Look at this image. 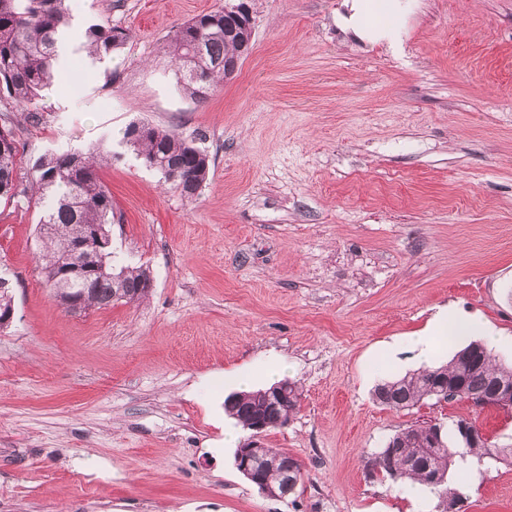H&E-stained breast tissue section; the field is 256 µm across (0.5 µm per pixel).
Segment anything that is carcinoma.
<instances>
[{"mask_svg": "<svg viewBox=\"0 0 512 512\" xmlns=\"http://www.w3.org/2000/svg\"><path fill=\"white\" fill-rule=\"evenodd\" d=\"M70 19L64 0H0V102L23 110L24 121L37 126L42 115L36 106L42 93L67 72L60 67ZM244 28L224 19V7L201 13L182 24L170 38L168 54L176 67L178 84L185 95L200 98L214 83L225 77L224 62L241 60ZM86 47L96 59L112 55L129 39V32L103 21L85 32ZM20 123L15 112L0 111V200L10 203L23 197L44 206L39 227L42 244L40 260L47 285L59 302L75 300L81 312L106 308L114 302H141L148 296L149 268L114 264L112 249L103 250L99 269L78 282L67 284L61 276V239L71 231L95 228L105 236L115 223L112 196L97 176L100 165L112 161V153L95 150H69L39 156L28 167L26 177L19 176ZM133 150L148 167H157L173 188L193 198L206 181L210 159L206 150L173 130L149 125L132 137ZM497 385H512V365L496 362L484 344L473 341L459 351L448 364L425 369L397 381L377 386L376 400L393 410L414 407L436 398V389L448 386L459 391L442 399H467L485 395ZM291 399L278 410L279 424L288 423L300 408L301 392L290 383ZM225 411L247 426L269 409L267 391L233 393L224 401ZM464 419L453 422L452 429L441 428L440 445L432 447L434 426L429 423L410 426L389 437L372 461V472L394 482L413 479L428 487L453 508L460 493L448 487V473L456 453L465 448L478 458L488 457L512 466V448H496L479 437L471 439L461 430ZM271 466L264 473L267 484L295 491L301 479L300 464L293 458L268 450Z\"/></svg>", "mask_w": 512, "mask_h": 512, "instance_id": "obj_1", "label": "carcinoma"}]
</instances>
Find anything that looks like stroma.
<instances>
[{
  "label": "stroma",
  "instance_id": "stroma-1",
  "mask_svg": "<svg viewBox=\"0 0 512 512\" xmlns=\"http://www.w3.org/2000/svg\"><path fill=\"white\" fill-rule=\"evenodd\" d=\"M219 0H66L81 92L43 95L24 158L104 145L112 250L149 267L143 302L67 312L44 282L34 204L0 202V512H437L373 475L412 425L475 422L512 445V409L426 400L396 411L378 384L423 370L408 343L438 310L498 332L512 361V0H413L397 46L345 29L343 0H249L251 50L187 97L166 43ZM110 21L130 40L82 48ZM145 122L196 140L194 200L123 142ZM289 365L301 407L266 447L296 459L263 495L224 445L228 378L266 388ZM461 512H512V466L449 472ZM129 32L109 21L91 25L85 32L86 47L93 58L102 59L120 50L129 39Z\"/></svg>",
  "mask_w": 512,
  "mask_h": 512
}]
</instances>
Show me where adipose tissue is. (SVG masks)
I'll return each mask as SVG.
<instances>
[{
  "label": "adipose tissue",
  "mask_w": 512,
  "mask_h": 512,
  "mask_svg": "<svg viewBox=\"0 0 512 512\" xmlns=\"http://www.w3.org/2000/svg\"><path fill=\"white\" fill-rule=\"evenodd\" d=\"M347 11L340 17L341 24L352 30L360 39L369 42L397 43L401 38L400 20L406 14L409 0H344ZM469 324L448 314L438 316L433 322V332L411 340L422 360L437 356L450 342L470 333Z\"/></svg>",
  "instance_id": "1"
}]
</instances>
